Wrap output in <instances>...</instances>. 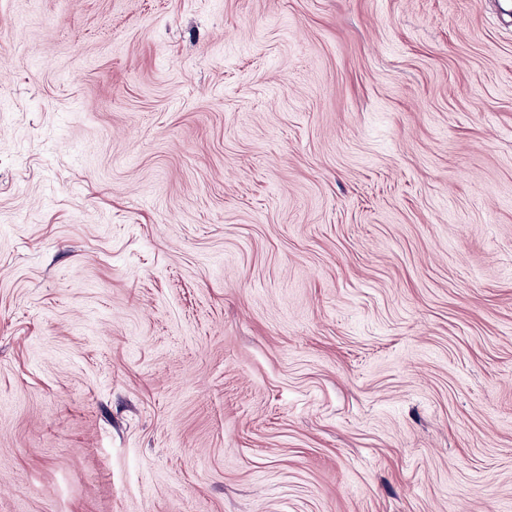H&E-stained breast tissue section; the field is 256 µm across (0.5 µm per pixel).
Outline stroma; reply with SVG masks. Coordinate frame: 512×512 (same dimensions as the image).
I'll use <instances>...</instances> for the list:
<instances>
[{
	"mask_svg": "<svg viewBox=\"0 0 512 512\" xmlns=\"http://www.w3.org/2000/svg\"><path fill=\"white\" fill-rule=\"evenodd\" d=\"M0 512H512V0H0Z\"/></svg>",
	"mask_w": 512,
	"mask_h": 512,
	"instance_id": "1",
	"label": "stroma"
}]
</instances>
